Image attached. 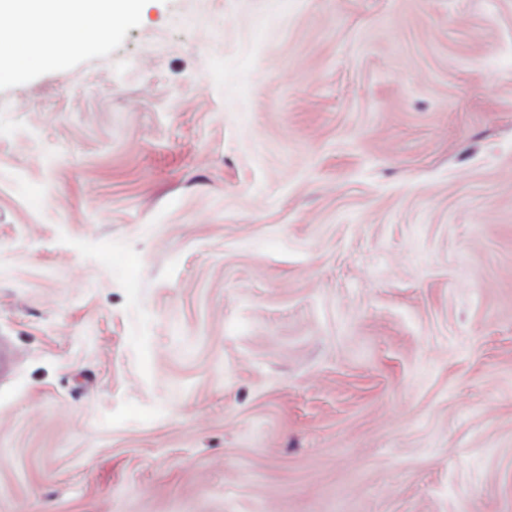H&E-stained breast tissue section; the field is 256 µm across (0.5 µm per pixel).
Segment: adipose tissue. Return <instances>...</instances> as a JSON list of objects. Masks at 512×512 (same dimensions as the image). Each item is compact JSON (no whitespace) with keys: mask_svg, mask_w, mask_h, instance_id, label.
<instances>
[{"mask_svg":"<svg viewBox=\"0 0 512 512\" xmlns=\"http://www.w3.org/2000/svg\"><path fill=\"white\" fill-rule=\"evenodd\" d=\"M141 0H0V13L15 24L0 29V79L26 64L66 52L73 30L96 25L108 29L136 14Z\"/></svg>","mask_w":512,"mask_h":512,"instance_id":"1","label":"adipose tissue"}]
</instances>
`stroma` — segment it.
I'll return each mask as SVG.
<instances>
[{
  "mask_svg": "<svg viewBox=\"0 0 512 512\" xmlns=\"http://www.w3.org/2000/svg\"><path fill=\"white\" fill-rule=\"evenodd\" d=\"M0 80V512H512V0H143Z\"/></svg>",
  "mask_w": 512,
  "mask_h": 512,
  "instance_id": "35a3bbf8",
  "label": "stroma"
}]
</instances>
